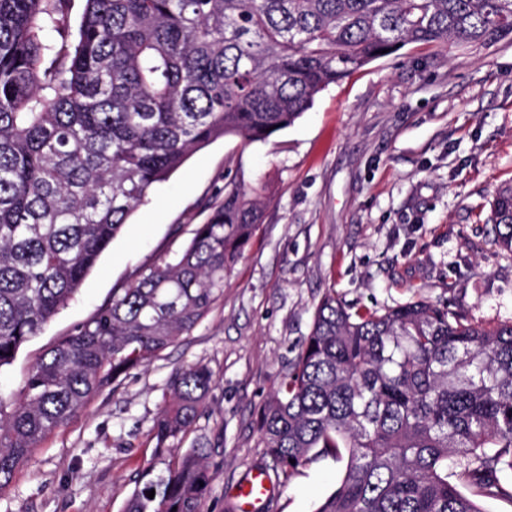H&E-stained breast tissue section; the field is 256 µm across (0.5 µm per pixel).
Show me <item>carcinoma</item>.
I'll list each match as a JSON object with an SVG mask.
<instances>
[{
	"mask_svg": "<svg viewBox=\"0 0 512 512\" xmlns=\"http://www.w3.org/2000/svg\"><path fill=\"white\" fill-rule=\"evenodd\" d=\"M0 0V369L79 291L151 188L235 135L262 142L331 84L407 44L512 39V0ZM263 183L224 177L173 261L141 268L0 392V490L104 388L189 334L224 295L263 222ZM512 250V184L493 199ZM215 384L172 372L153 426L166 474L123 512H208L219 445L188 433ZM263 469L281 483L348 454L315 512H484L512 473V323L472 324L415 301L316 305L288 375L259 408ZM155 491L154 498L147 492Z\"/></svg>",
	"mask_w": 512,
	"mask_h": 512,
	"instance_id": "obj_1",
	"label": "carcinoma"
}]
</instances>
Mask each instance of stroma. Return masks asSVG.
<instances>
[{"label": "stroma", "mask_w": 512, "mask_h": 512, "mask_svg": "<svg viewBox=\"0 0 512 512\" xmlns=\"http://www.w3.org/2000/svg\"><path fill=\"white\" fill-rule=\"evenodd\" d=\"M263 181L260 224L224 296L187 336L96 396L34 449L0 512H122L141 471L165 472L152 428L171 372L204 364L216 385L192 437H221L209 512L263 461L259 406L288 372L329 292L362 309L448 305L483 326L512 323V252L492 201L512 183V41L408 44L330 85L266 141L221 137L155 184L79 293L0 369L17 391L60 338L144 265L180 254L225 177ZM345 461L277 485L268 512H314Z\"/></svg>", "instance_id": "obj_1"}]
</instances>
